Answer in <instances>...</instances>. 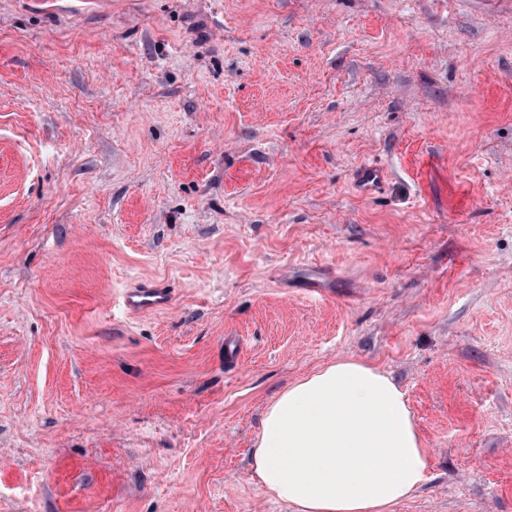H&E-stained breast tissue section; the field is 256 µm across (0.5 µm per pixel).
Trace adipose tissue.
<instances>
[{"label":"adipose tissue","mask_w":512,"mask_h":512,"mask_svg":"<svg viewBox=\"0 0 512 512\" xmlns=\"http://www.w3.org/2000/svg\"><path fill=\"white\" fill-rule=\"evenodd\" d=\"M428 463L404 392L356 358L282 391L252 450L254 477L293 512H392L423 485Z\"/></svg>","instance_id":"adipose-tissue-1"}]
</instances>
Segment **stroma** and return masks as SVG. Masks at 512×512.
Instances as JSON below:
<instances>
[{
  "instance_id": "1",
  "label": "stroma",
  "mask_w": 512,
  "mask_h": 512,
  "mask_svg": "<svg viewBox=\"0 0 512 512\" xmlns=\"http://www.w3.org/2000/svg\"><path fill=\"white\" fill-rule=\"evenodd\" d=\"M342 357L393 512H512V0H0V512H289L262 413ZM383 178L382 170L374 167H364L356 172L354 181L360 192L371 194L379 188ZM170 300L171 293L162 283L142 280L123 291L120 304L127 312L145 313L166 308Z\"/></svg>"
}]
</instances>
